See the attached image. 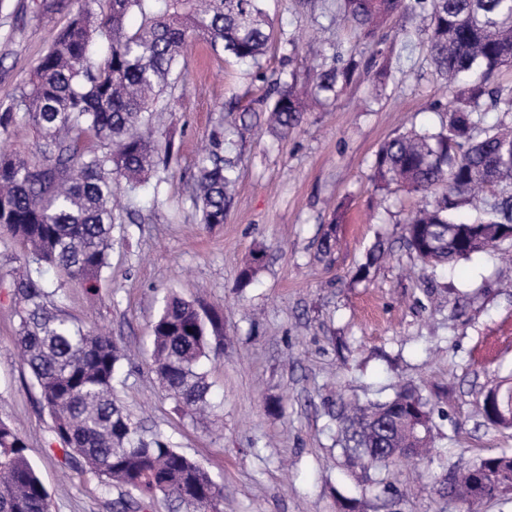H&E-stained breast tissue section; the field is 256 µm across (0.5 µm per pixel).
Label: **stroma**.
<instances>
[{
    "label": "stroma",
    "instance_id": "obj_1",
    "mask_svg": "<svg viewBox=\"0 0 512 512\" xmlns=\"http://www.w3.org/2000/svg\"><path fill=\"white\" fill-rule=\"evenodd\" d=\"M0 11V104L14 98L77 0H6ZM273 39L260 66L225 61L205 41L185 57L157 113L178 160L121 199L96 292L52 266L43 278L60 314L111 335L134 353L117 397L147 433L201 462L224 488V512H387L372 482L356 483L341 453L342 406L383 400L405 384L434 404L435 451L382 471L401 492L397 512H462L435 480L479 456L512 448V428L487 424L486 393L512 383V268L484 252L448 268H422L403 242L419 197L376 190L380 145L408 126L439 129L448 91L427 50L423 15L406 10L383 29L380 53L360 38L340 0H264ZM355 60L335 100L313 104L288 137L266 126L232 128L277 79ZM228 122L237 181L221 224L194 205L197 162L217 120ZM332 232L331 254L320 243ZM387 257L367 258L375 245ZM261 253L251 282L242 270ZM23 247L0 235V419L22 437L49 512H112L101 478L64 463L30 373L15 349L12 295ZM366 278H357L361 265ZM218 316L222 354L204 361L214 427L191 419L161 387L151 327L168 294Z\"/></svg>",
    "mask_w": 512,
    "mask_h": 512
}]
</instances>
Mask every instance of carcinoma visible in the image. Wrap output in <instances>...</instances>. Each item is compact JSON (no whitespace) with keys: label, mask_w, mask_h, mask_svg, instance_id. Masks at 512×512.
<instances>
[{"label":"carcinoma","mask_w":512,"mask_h":512,"mask_svg":"<svg viewBox=\"0 0 512 512\" xmlns=\"http://www.w3.org/2000/svg\"><path fill=\"white\" fill-rule=\"evenodd\" d=\"M260 0H82L29 81L0 111V142L17 124L34 127L40 157L0 152V232L27 252L13 282L18 305L17 349L32 385L54 419L65 459L79 458L120 489L113 512H143L162 494L185 512H224L213 501L218 484L199 462L165 438H146L119 405L116 380L123 355L112 336L84 329L48 308L51 293L43 264L93 287L108 268L118 194L133 191L168 162L170 140L155 136L153 114L192 42L202 36L212 52L260 64L271 39ZM427 46L436 75L448 85L440 111L448 123L435 132L410 129L385 141L373 165L376 187L395 185L432 197L413 209L404 243L424 266L451 265L496 251L512 230V193L491 207L480 194L512 187V125L481 126L475 114L500 98L489 88L512 65V0H428ZM405 0H341L368 45L399 13ZM136 9L142 25L130 33L125 17ZM351 69L315 73L310 95L337 94ZM240 114L241 125L267 113L286 135L303 120L306 98L297 82L275 90ZM236 183L224 157V136L212 135L198 165L196 205L204 224H222ZM468 206L469 220L455 211ZM217 319L176 295L164 299L152 325V359L158 380L178 405L203 412L209 384L202 360L213 352L208 327ZM501 426L512 428V387L500 393ZM434 409L414 387L354 406L344 414L345 461L368 473L400 459H424L432 449ZM453 499L467 512L512 489V450L478 457L445 477ZM0 512H48L47 492L25 454L19 433L0 420Z\"/></svg>","instance_id":"obj_1"}]
</instances>
